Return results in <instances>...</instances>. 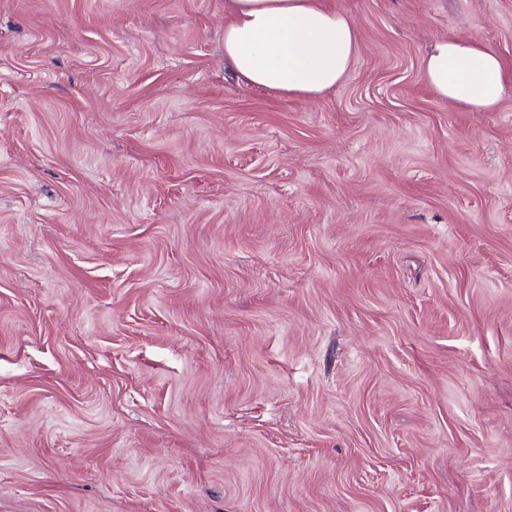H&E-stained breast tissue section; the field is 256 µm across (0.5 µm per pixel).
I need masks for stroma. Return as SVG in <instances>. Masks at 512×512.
<instances>
[{"label":"stroma","instance_id":"35a3bbf8","mask_svg":"<svg viewBox=\"0 0 512 512\" xmlns=\"http://www.w3.org/2000/svg\"><path fill=\"white\" fill-rule=\"evenodd\" d=\"M317 100L224 0H0V512H512V0H330ZM224 62L246 84L318 99L359 52L352 18L322 0H225ZM423 76L439 98L469 112L494 109L507 82L500 54L472 35L436 38L424 52Z\"/></svg>","mask_w":512,"mask_h":512}]
</instances>
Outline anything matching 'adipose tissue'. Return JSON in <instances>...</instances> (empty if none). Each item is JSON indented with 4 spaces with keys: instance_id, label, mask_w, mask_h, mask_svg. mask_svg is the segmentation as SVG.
<instances>
[{
    "instance_id": "adipose-tissue-1",
    "label": "adipose tissue",
    "mask_w": 512,
    "mask_h": 512,
    "mask_svg": "<svg viewBox=\"0 0 512 512\" xmlns=\"http://www.w3.org/2000/svg\"><path fill=\"white\" fill-rule=\"evenodd\" d=\"M224 61L246 84L318 99L343 82L359 52L352 18L324 0H224ZM426 85L470 112L500 102L507 71L497 50L471 35L436 38L423 55Z\"/></svg>"
}]
</instances>
